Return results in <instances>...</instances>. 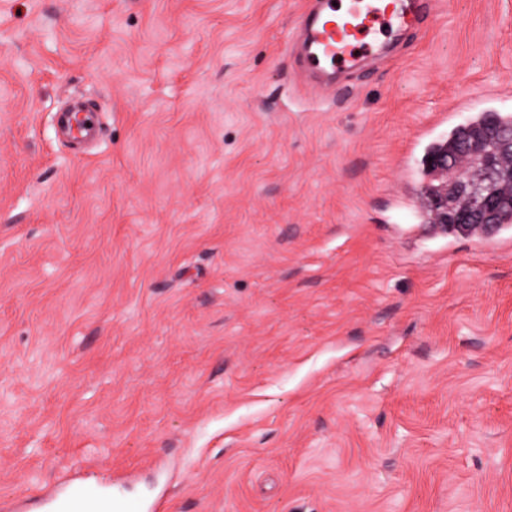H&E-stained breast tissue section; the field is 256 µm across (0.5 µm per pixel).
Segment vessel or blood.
<instances>
[{
    "label": "vessel or blood",
    "mask_w": 512,
    "mask_h": 512,
    "mask_svg": "<svg viewBox=\"0 0 512 512\" xmlns=\"http://www.w3.org/2000/svg\"><path fill=\"white\" fill-rule=\"evenodd\" d=\"M350 20L337 17L334 0H308L298 22L301 48L298 62L312 90L335 85L337 79L355 74L362 61L381 54V46L363 39L365 29L387 32L408 27L404 0H386L385 4L367 12L350 8ZM61 132L80 140H93L99 134L96 113L74 108L60 113ZM164 495L143 501H126L110 491L105 483H86L80 479L65 480L37 496L17 500L13 512H161Z\"/></svg>",
    "instance_id": "1"
}]
</instances>
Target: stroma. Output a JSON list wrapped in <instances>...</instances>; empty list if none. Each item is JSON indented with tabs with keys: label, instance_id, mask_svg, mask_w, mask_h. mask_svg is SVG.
<instances>
[{
	"label": "stroma",
	"instance_id": "1",
	"mask_svg": "<svg viewBox=\"0 0 512 512\" xmlns=\"http://www.w3.org/2000/svg\"><path fill=\"white\" fill-rule=\"evenodd\" d=\"M304 5L0 0V501L161 459L164 512H512V225L414 206L429 145L512 113V0L325 94ZM58 125L63 134L74 139L94 140L99 134L97 114L79 107L69 112H61L58 116Z\"/></svg>",
	"mask_w": 512,
	"mask_h": 512
}]
</instances>
